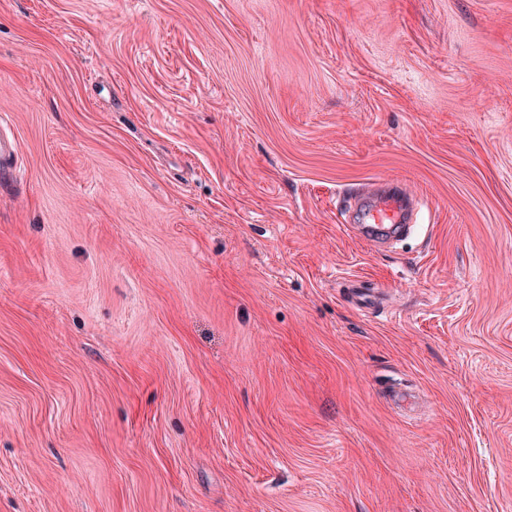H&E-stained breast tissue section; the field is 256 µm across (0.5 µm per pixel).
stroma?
Wrapping results in <instances>:
<instances>
[{
	"label": "stroma",
	"mask_w": 512,
	"mask_h": 512,
	"mask_svg": "<svg viewBox=\"0 0 512 512\" xmlns=\"http://www.w3.org/2000/svg\"><path fill=\"white\" fill-rule=\"evenodd\" d=\"M1 114L0 512H512V0H0ZM410 203L400 189H388L382 202L370 209L364 219L366 235L386 239L398 235L409 220Z\"/></svg>",
	"instance_id": "1"
}]
</instances>
